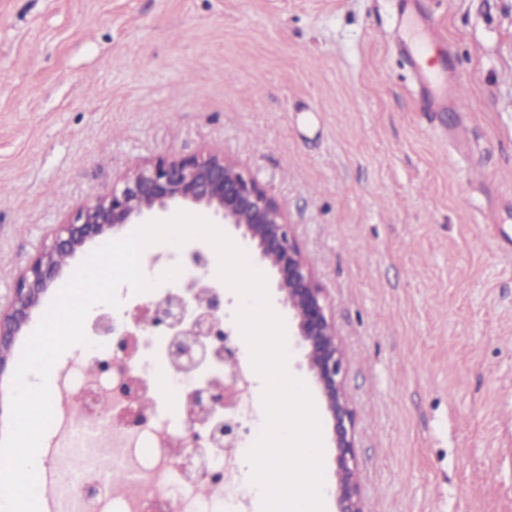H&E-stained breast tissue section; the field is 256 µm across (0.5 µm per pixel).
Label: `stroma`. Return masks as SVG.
<instances>
[{
  "label": "stroma",
  "instance_id": "1",
  "mask_svg": "<svg viewBox=\"0 0 512 512\" xmlns=\"http://www.w3.org/2000/svg\"><path fill=\"white\" fill-rule=\"evenodd\" d=\"M402 0H0V308L60 224L161 156L237 159L325 290L364 512H512V0H415L463 110H430ZM52 279L11 364L96 248ZM289 369L333 419L296 336Z\"/></svg>",
  "mask_w": 512,
  "mask_h": 512
}]
</instances>
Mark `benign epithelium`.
Instances as JSON below:
<instances>
[{
  "label": "benign epithelium",
  "instance_id": "obj_1",
  "mask_svg": "<svg viewBox=\"0 0 512 512\" xmlns=\"http://www.w3.org/2000/svg\"><path fill=\"white\" fill-rule=\"evenodd\" d=\"M176 207L201 210L214 223L231 226L257 262L272 272L288 309V323L298 336L297 345L306 352L308 369L334 422L338 512H364L355 470V412L344 390L345 362L323 288L285 209L238 161L224 155L160 157L112 185L61 225L51 243L16 278L11 308L0 312V383L8 373L14 336L27 323L64 259L92 235L121 224H143ZM178 252L194 258L190 283L197 287L208 277L203 242L190 241ZM126 316L122 334L114 335L116 327L109 314L99 316L94 333L112 347L108 364L122 365L136 344L146 343V336L156 328L165 329L171 365L185 379L179 392L185 451L219 448L247 431L245 416L236 409L243 355L222 328L224 294L213 283L199 293H169L156 302L138 304ZM142 383V378L131 374L115 382L112 393L125 402L120 424L144 427L154 422L155 404L141 396Z\"/></svg>",
  "mask_w": 512,
  "mask_h": 512
}]
</instances>
